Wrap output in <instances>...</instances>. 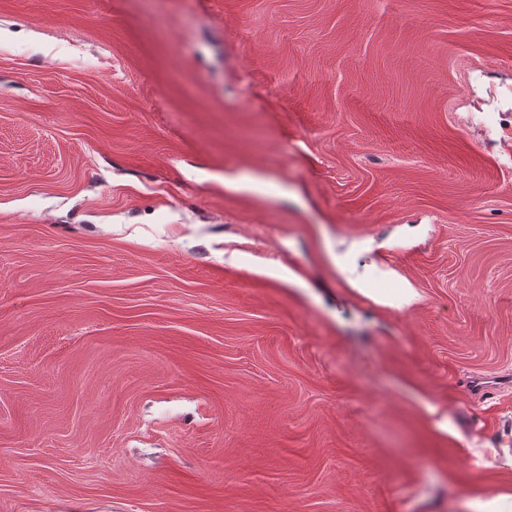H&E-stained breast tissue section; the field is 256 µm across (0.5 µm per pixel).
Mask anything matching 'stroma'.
<instances>
[{"label":"stroma","mask_w":512,"mask_h":512,"mask_svg":"<svg viewBox=\"0 0 512 512\" xmlns=\"http://www.w3.org/2000/svg\"><path fill=\"white\" fill-rule=\"evenodd\" d=\"M502 493L512 0H0V512Z\"/></svg>","instance_id":"obj_1"}]
</instances>
